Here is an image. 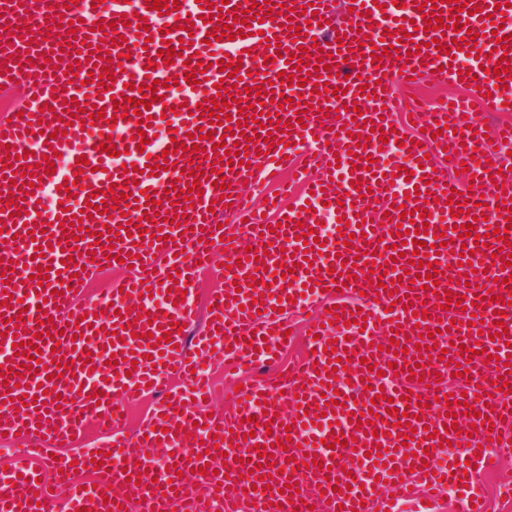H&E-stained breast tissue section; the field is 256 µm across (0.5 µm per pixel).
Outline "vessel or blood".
I'll use <instances>...</instances> for the list:
<instances>
[{"label":"vessel or blood","instance_id":"obj_1","mask_svg":"<svg viewBox=\"0 0 512 512\" xmlns=\"http://www.w3.org/2000/svg\"><path fill=\"white\" fill-rule=\"evenodd\" d=\"M403 2L385 13L372 0H356L340 20L332 0H179L164 15L153 0H0V88L22 90L19 116L0 119V242L14 244L23 259L0 262V334L20 346L0 357V408L7 410L0 433L34 441L39 459L73 444L88 420L111 425L123 402L169 376L184 381L141 438L111 439L93 480L81 466L88 453L63 463L56 480L68 489L67 512H124L134 503L141 512H200L215 501L223 512H310L314 505L370 512L381 488L409 498L443 485L461 492V512H491L475 475L490 468L499 449L512 447V395L500 390L502 375L512 372V286L505 283L512 240L495 236L507 227L502 213L512 199V170H501L494 151L496 141L512 143V125L489 139L482 112L512 101V0H469L459 14L480 51L468 71L456 64L462 53L452 48L453 28L427 29L423 0ZM488 5L491 18H479ZM251 7L259 17L250 35L207 41L212 19L238 32L237 11ZM270 10L274 19L261 20ZM177 39L181 54L157 63L166 41ZM277 53L282 62L266 69ZM299 59L309 70H297ZM221 60L240 64L238 78L222 76ZM321 63L338 68L323 84L310 73ZM500 65L506 73L499 80L493 69ZM104 67L106 82L99 77ZM436 69L469 94L414 113L420 131L405 136V121L383 107L386 90H414ZM200 72L204 82H188V74ZM283 72L293 83L280 82ZM237 81L246 92L228 111L232 126L211 122L202 100ZM150 86L158 100L136 110ZM87 100L101 102L105 118L84 119L77 105ZM117 101L127 115L111 126L106 118ZM263 111L278 122L258 128ZM170 113L175 136L158 135ZM140 130L143 145L135 139ZM203 130L208 138H200ZM106 141L139 156V166L117 164L102 147ZM233 144L247 147L243 162L225 160ZM384 144L405 161L389 177L373 160ZM300 151L313 155L320 171L308 185L311 198L265 220L237 183L259 188L275 181ZM443 154L450 166L467 167V183L436 169ZM83 157L90 168L81 172L76 162ZM193 164L200 178L189 175ZM153 165L159 174H150ZM196 182L203 193L189 196ZM112 186L119 191L114 209L61 226L63 208L87 209L93 195ZM128 194L135 205L125 203ZM405 209L426 226L424 247L403 244L397 225ZM324 216L346 218L352 240L345 232L324 235ZM241 223L263 261L240 260L233 237ZM467 224L474 236H466ZM83 227L91 237L80 238ZM157 230L164 240L154 239ZM308 230L315 239L306 243ZM440 233L448 243L438 250ZM478 234L486 238L481 249ZM218 242L233 266L210 299L201 353L221 346L230 369L262 361L287 345L289 313L314 303L322 311L310 329V354L241 389L239 410L226 418L196 411L210 385L198 356L186 350L191 292ZM394 244L403 257L392 258ZM463 247L473 252L465 266ZM115 255L132 265L130 285L72 308L74 294ZM282 267L289 270L284 279L275 274ZM435 267L450 270V278L432 290L413 283V275ZM376 274L378 286L371 282ZM22 293L31 307L18 303ZM33 354L39 360L32 364ZM460 365L469 368L461 385L437 384V376ZM318 406L325 417H315ZM318 422L338 447L313 451L309 427ZM463 426L471 435L460 434ZM448 441L459 446L452 461L439 449ZM155 445L174 454L154 479L146 450ZM261 445L270 455H259ZM214 448L237 449L239 459L217 469ZM38 476L29 465L0 469V512H51L53 498ZM312 486L318 497L309 494Z\"/></svg>","mask_w":512,"mask_h":512}]
</instances>
